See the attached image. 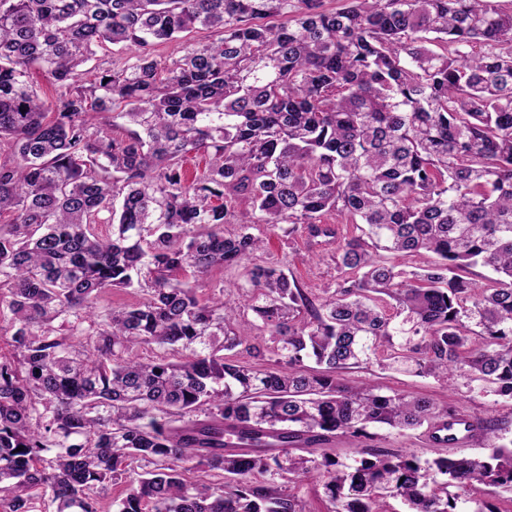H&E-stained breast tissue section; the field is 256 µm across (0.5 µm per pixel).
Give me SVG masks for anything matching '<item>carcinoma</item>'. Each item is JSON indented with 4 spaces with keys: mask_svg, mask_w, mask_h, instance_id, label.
<instances>
[{
    "mask_svg": "<svg viewBox=\"0 0 512 512\" xmlns=\"http://www.w3.org/2000/svg\"><path fill=\"white\" fill-rule=\"evenodd\" d=\"M198 26L217 39L160 78L155 47ZM111 45L129 55L87 79ZM190 154L209 158L191 183ZM4 213L0 512H100L122 480L112 512H305L274 481L314 472L329 512H499L471 487L512 492L494 420L471 421L474 455L375 448L457 412L344 376L375 358L512 402V0H0ZM258 224L335 241L337 288L255 266L237 303L199 299L186 269L241 265ZM421 251L438 261L388 260ZM257 325L265 370L232 355ZM338 434L350 464L316 453Z\"/></svg>",
    "mask_w": 512,
    "mask_h": 512,
    "instance_id": "obj_1",
    "label": "carcinoma"
}]
</instances>
